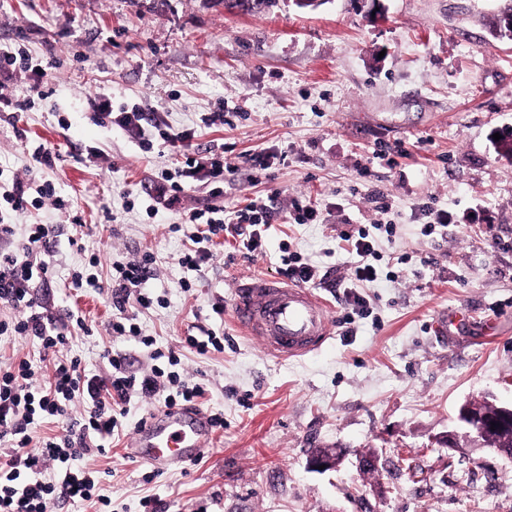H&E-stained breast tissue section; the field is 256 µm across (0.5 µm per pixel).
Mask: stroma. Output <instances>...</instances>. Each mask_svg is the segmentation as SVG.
Returning <instances> with one entry per match:
<instances>
[{"instance_id":"1","label":"stroma","mask_w":512,"mask_h":512,"mask_svg":"<svg viewBox=\"0 0 512 512\" xmlns=\"http://www.w3.org/2000/svg\"><path fill=\"white\" fill-rule=\"evenodd\" d=\"M504 5L380 0L374 19L360 0H328L309 13L278 0L256 15L203 0H0V48L22 49L41 67L8 82L9 95L29 105L0 112V175L33 166L38 140L61 155L38 174L69 209L32 207L10 221L19 234L57 227L50 301L78 309L86 324L68 355L103 374L104 351L119 350L132 371L150 372L152 348L112 336L109 296L69 281L90 272L106 283L114 263L152 254L148 287L160 302L139 311L142 333L179 352L186 379L206 383L197 410L224 416L197 462L161 473L129 450L163 401L132 398L120 441L71 463L94 476L91 499L51 512H141L148 496L166 512H512V460L438 442L464 404H512V156L494 140L512 130V41L490 32ZM100 92L194 129L196 148L274 153L257 181L245 163L224 189L230 210L271 199L277 216L264 254L244 258L223 239L196 278L178 263L194 225L139 205L123 211V193L142 196L173 157L160 146L143 153L134 136L100 123L88 104ZM220 105L229 125L204 126L201 115ZM92 150L100 156L90 163ZM377 194L388 203L380 215ZM294 197L317 205L323 223L288 222ZM428 201L454 217L429 237L419 211ZM376 216L397 226L394 237L378 235L379 250L409 261L397 280L362 289L370 314L348 325L344 290L314 286L334 323L321 349L269 356L231 315L212 312L239 279L276 276L286 243L344 275L340 233ZM461 310L466 321L445 327ZM203 327L231 345L204 355L184 347ZM316 448L346 455L319 473L307 464ZM372 451L379 468L362 473L357 457Z\"/></svg>"}]
</instances>
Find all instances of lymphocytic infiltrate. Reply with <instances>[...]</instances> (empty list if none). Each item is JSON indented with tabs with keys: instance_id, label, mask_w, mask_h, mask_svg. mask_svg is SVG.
Masks as SVG:
<instances>
[{
	"instance_id": "obj_1",
	"label": "lymphocytic infiltrate",
	"mask_w": 512,
	"mask_h": 512,
	"mask_svg": "<svg viewBox=\"0 0 512 512\" xmlns=\"http://www.w3.org/2000/svg\"><path fill=\"white\" fill-rule=\"evenodd\" d=\"M100 121L129 131L139 141L143 152L164 145L182 158L180 165L154 175L147 187L144 202L151 215L175 212L186 216L188 223L203 225V233L192 248L182 252L179 265L202 273L213 257L215 239L237 238L246 257L263 250V238L275 217L273 207L263 200L252 199L233 216L224 214V183L239 171L232 157L222 150L209 149L205 154L193 152L195 133L175 129L156 115L139 110L115 111L113 97L102 94L90 101ZM201 189L210 199L206 208L185 205L188 192ZM9 211L20 212L28 204L51 201L54 208H66L67 202L52 183H37L35 178L13 177L0 191ZM56 229L51 224L29 225L23 236H16L12 225L0 219V306L18 309L13 319H0L1 336H20L39 347L41 361L52 367L47 384L36 382L37 368L26 359L0 370V512H47L54 500H89L95 480L86 472L70 469L69 461L102 450L103 442L122 428L127 406L133 397H162L165 408L197 404L207 386L202 382L182 380L177 371L181 363L175 350L153 349L152 337L142 335L136 318L128 311L129 303L147 309L154 305L146 283L154 276L153 255L115 265L107 286L112 302L110 328L118 336H134L153 350L157 364L150 373L137 374L130 369L126 354L108 350L104 357L107 374H90L79 358L65 354L72 327L83 326L77 312L58 313L39 295L38 286L49 281L53 267L46 257L52 252ZM347 252L352 261L343 281L345 287L374 281L377 268L376 250L368 232L358 229L344 233ZM85 407L82 418L70 419L68 407L73 402ZM61 420L63 436L44 440L40 450H32L28 429L36 421ZM64 464V473L53 481L43 479L47 463Z\"/></svg>"
}]
</instances>
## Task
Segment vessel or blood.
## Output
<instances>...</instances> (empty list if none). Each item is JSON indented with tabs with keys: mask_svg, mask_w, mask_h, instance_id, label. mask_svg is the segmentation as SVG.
Wrapping results in <instances>:
<instances>
[{
	"mask_svg": "<svg viewBox=\"0 0 512 512\" xmlns=\"http://www.w3.org/2000/svg\"><path fill=\"white\" fill-rule=\"evenodd\" d=\"M232 310L236 326L278 358L319 350L331 336L329 309L321 298L310 289L268 277L238 284ZM211 433L209 419L200 411L167 410L140 427L131 455L162 471L197 460Z\"/></svg>",
	"mask_w": 512,
	"mask_h": 512,
	"instance_id": "1",
	"label": "vessel or blood"
}]
</instances>
